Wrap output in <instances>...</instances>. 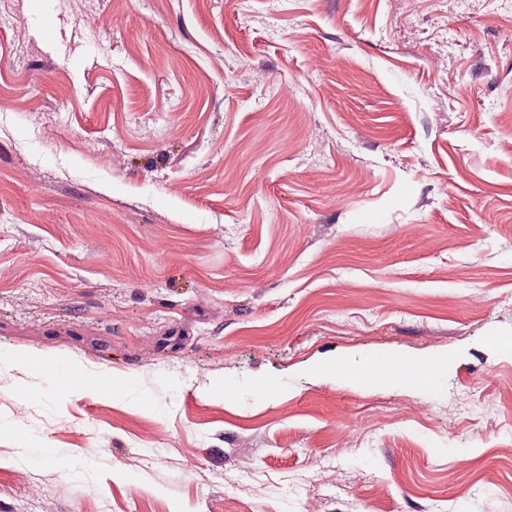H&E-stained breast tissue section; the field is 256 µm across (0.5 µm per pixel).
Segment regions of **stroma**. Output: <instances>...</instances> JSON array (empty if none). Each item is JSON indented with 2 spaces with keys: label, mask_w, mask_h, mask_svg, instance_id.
Returning a JSON list of instances; mask_svg holds the SVG:
<instances>
[{
  "label": "stroma",
  "mask_w": 512,
  "mask_h": 512,
  "mask_svg": "<svg viewBox=\"0 0 512 512\" xmlns=\"http://www.w3.org/2000/svg\"><path fill=\"white\" fill-rule=\"evenodd\" d=\"M0 9V512H512V0ZM389 363H392L395 366L393 371L381 368V366ZM325 369L330 372L340 373L349 378H359L368 383H385L388 381L400 380L405 384L413 385L420 381L423 377L422 373L409 374L396 363L386 360H380L376 362L372 370L362 369L350 362L345 361L338 362L337 364H328L325 366Z\"/></svg>",
  "instance_id": "1"
}]
</instances>
